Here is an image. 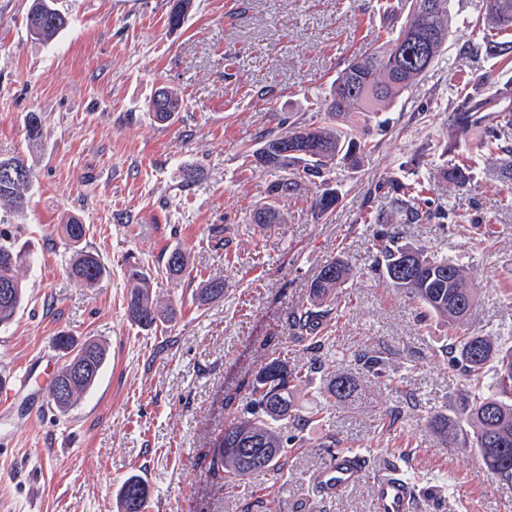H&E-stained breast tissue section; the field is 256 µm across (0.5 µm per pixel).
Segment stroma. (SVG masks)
<instances>
[{
    "instance_id": "1",
    "label": "stroma",
    "mask_w": 512,
    "mask_h": 512,
    "mask_svg": "<svg viewBox=\"0 0 512 512\" xmlns=\"http://www.w3.org/2000/svg\"><path fill=\"white\" fill-rule=\"evenodd\" d=\"M175 0H57L68 27L51 43L27 31L30 0H0V158L21 157L34 172L28 207L0 208V232L32 260L19 276L25 301L0 329V376L30 373L0 410V512H118L124 479L150 485L145 512H374L371 476L394 465L417 491L413 512H512V483L483 475L475 453L455 448L428 423L455 416L463 380L445 349L457 330L423 316L375 269V234L439 251L478 290L466 326L512 345V189L497 156H478L479 130L454 133L452 107L476 72L506 75L462 54L484 0H453L456 25L438 61L396 108L372 119L375 149L354 170H337L343 198L317 217V184L300 179L276 203L270 224L255 223L269 200L270 172L243 161L261 132L318 122L320 106L348 59L369 52L386 21L376 0H193L179 28ZM181 90L184 108L158 123L149 104L161 86ZM43 116L30 147L24 115ZM456 155H477L474 179L458 190L431 183L440 219L397 221L393 194L378 182H410ZM199 168L193 184L184 166ZM378 224L362 223L364 211ZM90 227L87 246L106 271L90 288L65 271L55 227L62 215ZM180 248L190 275L167 276ZM353 271L345 307L324 328L319 354L293 342L287 318L309 301L308 285L333 258ZM150 276L153 298L181 309L177 323L142 329L127 315V262ZM224 280L223 299L197 306L202 280ZM97 338L108 358L94 386L62 414L49 405L61 366L59 331ZM383 360L373 375L356 359ZM319 357L321 370L294 392L301 414L318 413L281 469L244 479L211 478L218 436L235 422L265 362ZM357 389L320 411L326 377ZM366 453L370 475L324 498L313 476L329 444Z\"/></svg>"
}]
</instances>
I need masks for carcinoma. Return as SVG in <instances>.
I'll return each instance as SVG.
<instances>
[{"label": "carcinoma", "instance_id": "carcinoma-1", "mask_svg": "<svg viewBox=\"0 0 512 512\" xmlns=\"http://www.w3.org/2000/svg\"><path fill=\"white\" fill-rule=\"evenodd\" d=\"M192 6V0H176L169 25L179 26ZM453 22L451 0H413L404 22L373 52L355 57L337 74L325 96V110L320 123H292L288 131L261 134V147L251 154L255 164L276 174L269 187L270 195L279 199L295 191L294 175L303 174L311 182H319L321 194L316 200L318 211L326 215L341 196L333 176L336 166L354 170L373 145L366 132L370 115L384 112L407 93L439 58L448 42ZM38 33L34 40L50 42L66 29L67 17L54 0H32L26 17ZM480 35L467 44L464 55L476 61L495 62L501 70H512V0H485V14L475 24ZM157 96L159 107L151 108L154 118L167 123L184 107L178 90L165 87ZM456 131L464 135L473 129L483 131V150L499 155V178L512 183V148L507 145L512 128V79L499 86L488 75L473 79L465 86L452 108ZM25 129L30 140L42 137L43 119L39 112L25 115ZM443 177L457 189L472 180V166L466 159L450 162ZM399 198L397 213L401 223L414 224L444 213L431 208L426 197L429 183L416 179L406 185L390 180ZM32 184L31 168L20 157L0 158V204L14 212H22L28 204ZM89 227L73 214L60 224V233L70 250L66 272L71 280L92 287L105 273L100 256L86 246ZM376 265L390 283L418 301L424 311L448 323L466 320L472 311L477 289L463 268L425 247L399 242L392 231L377 234ZM26 255L15 248L8 235L0 233V328L9 325L19 311L24 289L18 278ZM166 273L173 278L186 275V254L174 249L166 257ZM130 288L127 298L128 317L144 329L177 320L180 310L174 306L160 308L150 291V277L144 269L131 264L126 267ZM351 277L348 263L334 258L323 265L309 284L310 303L291 313L288 328L298 343L318 351L325 345L321 329L334 310L339 288ZM224 298V279H207L196 291L194 300L200 305ZM62 366L55 379L67 390L59 396L50 392V403L59 412L70 411L96 382L107 359L103 342L95 339L79 341L61 331L53 339ZM449 369L461 374L465 381L459 400V418L437 415L429 424L439 434L461 440V447L481 458L483 474L496 482H512V403L501 399L512 394V346L504 348L487 336H457L449 343ZM495 363V386L484 382L489 362ZM316 365L296 369L288 360L274 358L258 372L247 400L236 422L224 428L218 453L211 465L228 469L240 477L252 476L283 466L291 443L302 438L309 418L294 407V383L310 379ZM353 380L335 376L327 385V393L342 401L354 391ZM150 489L139 475L127 477L119 491L121 512H145Z\"/></svg>", "mask_w": 512, "mask_h": 512}]
</instances>
